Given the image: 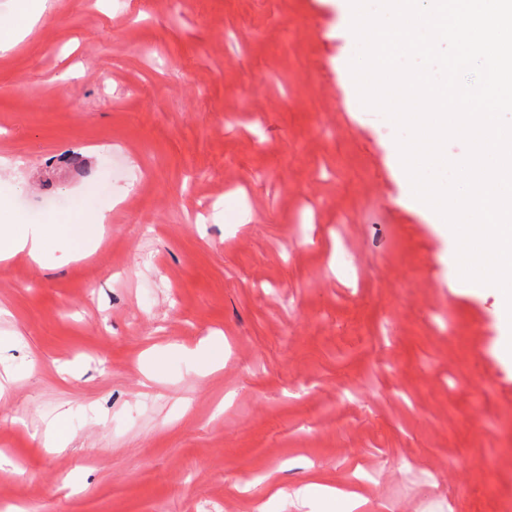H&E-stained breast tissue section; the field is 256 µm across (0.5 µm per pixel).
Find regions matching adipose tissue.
Here are the masks:
<instances>
[{
	"mask_svg": "<svg viewBox=\"0 0 512 512\" xmlns=\"http://www.w3.org/2000/svg\"><path fill=\"white\" fill-rule=\"evenodd\" d=\"M14 22L11 26H0V50L16 46L28 33L32 25L45 10L46 0H11ZM106 214H98L92 224H56L52 221L29 223L23 220L0 225V260L17 254H26L33 262L43 263L50 244L56 239L80 240L81 246L75 255L89 256L101 242Z\"/></svg>",
	"mask_w": 512,
	"mask_h": 512,
	"instance_id": "adipose-tissue-1",
	"label": "adipose tissue"
}]
</instances>
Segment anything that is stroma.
<instances>
[{
	"label": "stroma",
	"mask_w": 512,
	"mask_h": 512,
	"mask_svg": "<svg viewBox=\"0 0 512 512\" xmlns=\"http://www.w3.org/2000/svg\"><path fill=\"white\" fill-rule=\"evenodd\" d=\"M351 54L338 0H47L0 51V200L110 213L90 257L0 261V504L312 512L316 482L357 512H512L497 298L451 286V241L401 204ZM212 332L202 376L180 349ZM183 353L203 373L214 372L224 367V337H208L195 349H184Z\"/></svg>",
	"instance_id": "35a3bbf8"
}]
</instances>
